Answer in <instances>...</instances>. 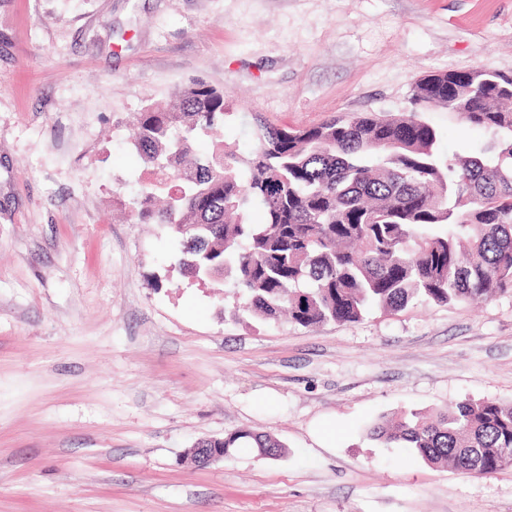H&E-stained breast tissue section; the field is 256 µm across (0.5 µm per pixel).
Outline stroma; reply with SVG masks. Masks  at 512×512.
<instances>
[{
  "label": "stroma",
  "instance_id": "1",
  "mask_svg": "<svg viewBox=\"0 0 512 512\" xmlns=\"http://www.w3.org/2000/svg\"><path fill=\"white\" fill-rule=\"evenodd\" d=\"M512 75V0H0V512H512V468L470 477L368 435L381 417L512 401V295L305 328L225 315L125 201L134 113L193 78L224 143L410 107L432 71ZM441 149L481 128L432 106ZM248 430L199 466L200 438ZM208 446L200 447L206 442ZM201 438L196 440L191 448H195V461L201 466L212 464L220 459H226L231 456L234 448H240L242 445L253 444L255 448L264 449L267 454L263 457L277 460L283 457L288 449L281 442L268 435L255 434L250 431L239 430L224 435V439H207ZM217 441L224 442L223 448H216ZM200 447V448H199Z\"/></svg>",
  "mask_w": 512,
  "mask_h": 512
}]
</instances>
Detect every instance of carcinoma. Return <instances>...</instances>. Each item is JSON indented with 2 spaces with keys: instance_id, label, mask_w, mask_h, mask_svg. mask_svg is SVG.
I'll return each instance as SVG.
<instances>
[{
  "instance_id": "cac0c4a2",
  "label": "carcinoma",
  "mask_w": 512,
  "mask_h": 512,
  "mask_svg": "<svg viewBox=\"0 0 512 512\" xmlns=\"http://www.w3.org/2000/svg\"><path fill=\"white\" fill-rule=\"evenodd\" d=\"M412 110L392 119L343 113L293 128L257 125L241 158L224 149V91L192 80L171 105L133 117V146L151 175L126 205L133 224L180 241L183 276L237 289L228 310L305 328L352 323L375 308L473 302L512 294V77L475 68L420 79ZM436 105L490 133L468 152L435 149L420 108ZM201 136L213 150L193 155ZM262 213L260 222L249 219ZM368 435L471 476L512 466V402L374 423ZM277 460L268 435H224Z\"/></svg>"
}]
</instances>
